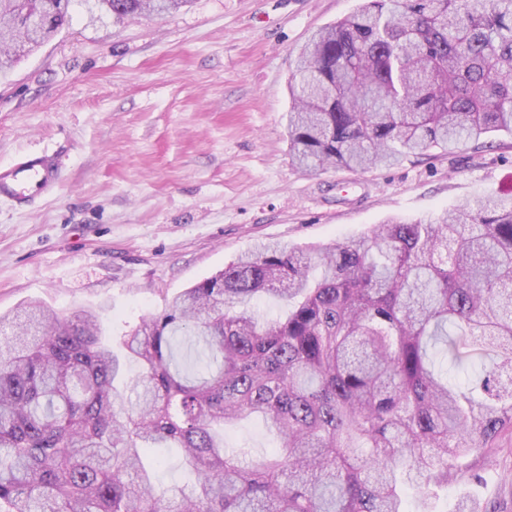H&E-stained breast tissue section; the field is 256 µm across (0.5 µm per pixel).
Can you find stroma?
I'll return each mask as SVG.
<instances>
[{
  "instance_id": "1",
  "label": "stroma",
  "mask_w": 512,
  "mask_h": 512,
  "mask_svg": "<svg viewBox=\"0 0 512 512\" xmlns=\"http://www.w3.org/2000/svg\"><path fill=\"white\" fill-rule=\"evenodd\" d=\"M360 3L191 0L118 22L71 0L69 24L0 74V164L47 152L63 179L27 209L0 202V313L92 308L121 336L258 242L306 250L512 188L505 132L367 171L293 161L298 51ZM225 443L257 460L276 441L251 416ZM468 463L433 512H512V437Z\"/></svg>"
}]
</instances>
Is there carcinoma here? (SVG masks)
<instances>
[{
    "instance_id": "1",
    "label": "carcinoma",
    "mask_w": 512,
    "mask_h": 512,
    "mask_svg": "<svg viewBox=\"0 0 512 512\" xmlns=\"http://www.w3.org/2000/svg\"><path fill=\"white\" fill-rule=\"evenodd\" d=\"M70 0H0L53 32ZM117 20L190 0H97ZM25 56L0 48V72ZM290 152L367 170L512 134V0H363L302 45ZM283 305L264 318L250 303ZM472 369L455 382L438 360ZM279 446L243 461L225 426ZM512 435V192L303 251L267 243L102 340L97 314L0 315V512H409ZM179 448L190 493L148 452ZM225 443L227 448H248L252 458L258 460L275 446L276 441L268 433L263 423L258 418L251 416L226 432Z\"/></svg>"
}]
</instances>
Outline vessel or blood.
Returning a JSON list of instances; mask_svg holds the SVG:
<instances>
[{
  "instance_id": "obj_1",
  "label": "vessel or blood",
  "mask_w": 512,
  "mask_h": 512,
  "mask_svg": "<svg viewBox=\"0 0 512 512\" xmlns=\"http://www.w3.org/2000/svg\"><path fill=\"white\" fill-rule=\"evenodd\" d=\"M61 180L60 165L54 156L30 153L0 167V199L21 210L38 197L56 192Z\"/></svg>"
}]
</instances>
